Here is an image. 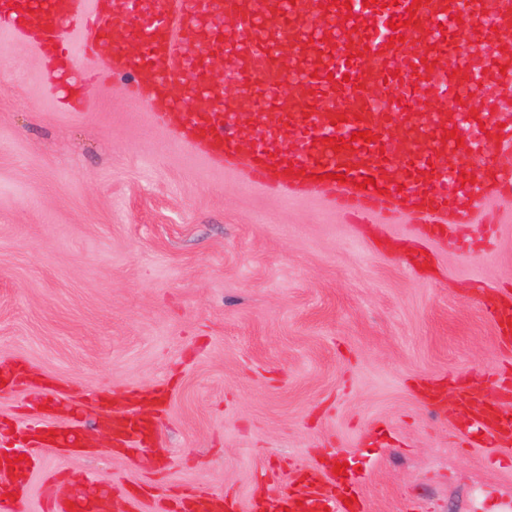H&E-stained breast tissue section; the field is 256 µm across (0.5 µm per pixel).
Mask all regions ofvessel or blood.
<instances>
[{
    "mask_svg": "<svg viewBox=\"0 0 512 512\" xmlns=\"http://www.w3.org/2000/svg\"><path fill=\"white\" fill-rule=\"evenodd\" d=\"M128 33L105 62L153 124L211 167L282 197L316 193L351 224H414L447 242L452 224L496 230V202L512 198V0H0V29L27 39L49 62L51 85L71 92L69 30L83 50L104 21ZM400 23L394 39L392 23ZM219 56L247 93L251 133L238 99L209 75ZM204 99L186 111V96ZM345 138L343 148L334 141ZM484 315L512 347V290L497 291ZM447 403L481 443L512 450V378L491 390L459 377ZM165 396L125 410L99 403L114 443L150 442ZM23 461L0 453V512H20L47 449L80 452L75 433L26 425ZM354 476L308 472L255 512H367ZM48 512H113L110 495L43 491ZM161 512H238L236 499L184 488Z\"/></svg>",
    "mask_w": 512,
    "mask_h": 512,
    "instance_id": "obj_1",
    "label": "vessel or blood"
}]
</instances>
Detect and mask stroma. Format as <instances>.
<instances>
[{"mask_svg":"<svg viewBox=\"0 0 512 512\" xmlns=\"http://www.w3.org/2000/svg\"><path fill=\"white\" fill-rule=\"evenodd\" d=\"M49 67L0 36V449L28 411L71 423L90 451L45 454L62 495L111 489L155 512L189 485L238 512L336 453L369 512H504L512 462H490L423 402L417 379L502 370L480 288L512 286V223L447 244L413 225L359 227L315 196L285 198L210 168L154 127L121 79L61 106ZM424 251L417 272L400 255ZM166 385L158 436L109 452L91 398Z\"/></svg>","mask_w":512,"mask_h":512,"instance_id":"obj_1","label":"stroma"}]
</instances>
